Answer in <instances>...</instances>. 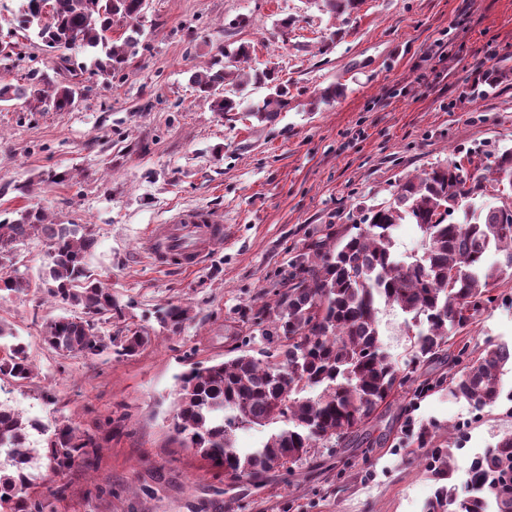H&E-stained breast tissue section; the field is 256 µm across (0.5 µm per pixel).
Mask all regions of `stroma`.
Wrapping results in <instances>:
<instances>
[{
    "mask_svg": "<svg viewBox=\"0 0 512 512\" xmlns=\"http://www.w3.org/2000/svg\"><path fill=\"white\" fill-rule=\"evenodd\" d=\"M21 7L0 0V42L14 45L0 55V83L55 75L56 53L20 29ZM138 26L142 47L115 76L92 75L93 51L71 50L79 83L69 111L0 102V219L35 208L90 225L87 265L125 307L110 332L151 337L132 357L65 358L40 330L72 307L36 290L0 299V324L34 367L24 384L0 383V402L49 427L71 419L98 445L91 466L38 468V493L65 487L58 512H425L438 487L425 447L453 449L463 463L512 433V401L478 412L449 397L464 361L421 364L346 450L312 449L259 489L181 447L177 377L262 347L250 318L295 257L354 231L403 179L512 148V0H363L339 17L316 0H149ZM243 43L245 71L275 68L288 86L275 122L213 112L190 81ZM487 71L504 78L473 94ZM332 85L341 97L318 103ZM60 172L65 181L53 182ZM189 207L223 216V244L194 270L157 268L144 246L150 226ZM494 295L453 339L466 359L512 341V281ZM170 303L190 308L175 332L156 320Z\"/></svg>",
    "mask_w": 512,
    "mask_h": 512,
    "instance_id": "1",
    "label": "stroma"
}]
</instances>
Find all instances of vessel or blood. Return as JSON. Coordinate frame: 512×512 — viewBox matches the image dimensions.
I'll list each match as a JSON object with an SVG mask.
<instances>
[{
	"label": "vessel or blood",
	"instance_id": "b4317fda",
	"mask_svg": "<svg viewBox=\"0 0 512 512\" xmlns=\"http://www.w3.org/2000/svg\"><path fill=\"white\" fill-rule=\"evenodd\" d=\"M224 220L205 208L181 210L166 224L153 225L145 248L163 270L197 267L223 241Z\"/></svg>",
	"mask_w": 512,
	"mask_h": 512
}]
</instances>
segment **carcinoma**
<instances>
[{"label": "carcinoma", "mask_w": 512, "mask_h": 512, "mask_svg": "<svg viewBox=\"0 0 512 512\" xmlns=\"http://www.w3.org/2000/svg\"><path fill=\"white\" fill-rule=\"evenodd\" d=\"M361 2L320 0V7L341 15ZM143 12V0H25L20 23L36 27L42 43L59 51L57 71L68 70L65 51L79 46L96 50L95 74L111 76L125 68L140 45L138 28H130L120 43L112 39V28L138 20ZM224 56L228 61L217 58L193 72L197 91L213 111L223 113L240 106L225 95L226 86H264L268 98L250 112L275 121L288 108V88L278 83L275 69L241 73L238 63L250 56L245 44ZM75 94L69 79L54 84L51 94L38 77L22 85L0 84V101L22 100L57 112L68 110ZM486 197L496 204H486ZM399 224L417 226L421 248L416 254L392 250ZM34 239L46 245L48 257L37 283L17 268L5 270L19 247ZM95 245L90 225L55 224L39 210L0 220V298L34 287L76 309L47 321L42 330L44 344L61 356L95 358L111 349L132 357L150 336L141 329L114 335L102 330L123 316V307L87 267ZM313 255L292 264L286 290L254 317L265 346L197 364L179 376L172 430L181 444L214 469L235 467L237 477L255 486L272 471H292L320 445L337 448L357 436L409 380L383 349L379 305L404 315L411 348L407 367L414 372L417 364L448 348L452 333L481 313L499 283L512 280V149L470 172L450 162L404 181L392 201L369 211L363 228L331 248L314 243ZM157 320L175 332L189 320V309L172 303ZM507 365L512 366V342L490 344L448 383V394L477 410L492 407L501 397L500 375ZM32 375L22 344L0 347L1 380L22 383ZM248 428L270 433L261 447L243 451L232 437ZM31 429L48 432L0 403V512H56L49 498L35 491L36 478L27 472L33 460H44L54 472L88 464L87 449L94 447L90 435L57 423L44 447L30 448ZM428 459L433 475L445 484L427 512H512V433L467 466L440 448L431 449Z\"/></svg>", "instance_id": "carcinoma-1"}]
</instances>
